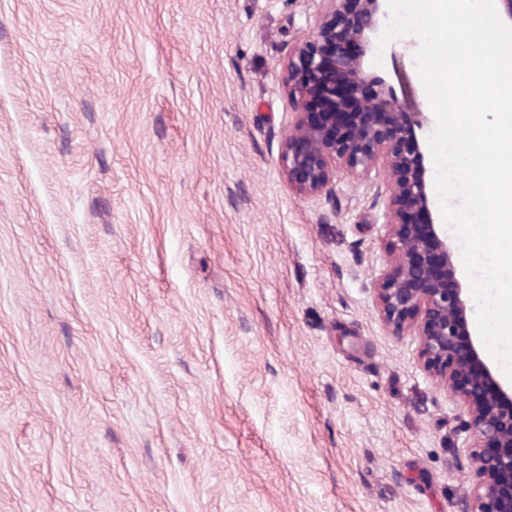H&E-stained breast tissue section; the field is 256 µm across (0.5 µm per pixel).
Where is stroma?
Listing matches in <instances>:
<instances>
[{
  "instance_id": "stroma-1",
  "label": "stroma",
  "mask_w": 512,
  "mask_h": 512,
  "mask_svg": "<svg viewBox=\"0 0 512 512\" xmlns=\"http://www.w3.org/2000/svg\"><path fill=\"white\" fill-rule=\"evenodd\" d=\"M330 7L0 0V512H470L466 416L380 317L384 184L281 163Z\"/></svg>"
}]
</instances>
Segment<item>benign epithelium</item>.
Listing matches in <instances>:
<instances>
[{"instance_id": "1", "label": "benign epithelium", "mask_w": 512, "mask_h": 512, "mask_svg": "<svg viewBox=\"0 0 512 512\" xmlns=\"http://www.w3.org/2000/svg\"><path fill=\"white\" fill-rule=\"evenodd\" d=\"M387 18V0H331L312 39L295 47L287 92L297 120L284 140L283 166L306 195L330 190L338 161L348 174L387 184L380 316L395 336L417 330L425 367L470 419L478 482L470 512H512V387L483 359L470 329L455 252L434 214L423 114L401 111L391 87L366 71Z\"/></svg>"}]
</instances>
